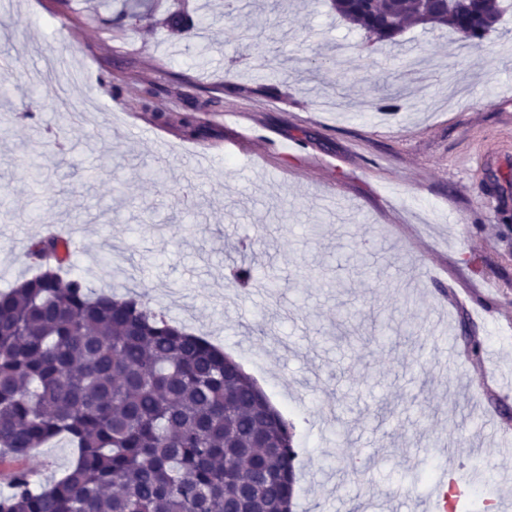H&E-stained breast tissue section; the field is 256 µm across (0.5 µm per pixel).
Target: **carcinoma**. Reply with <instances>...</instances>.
<instances>
[{"label": "carcinoma", "instance_id": "carcinoma-1", "mask_svg": "<svg viewBox=\"0 0 512 512\" xmlns=\"http://www.w3.org/2000/svg\"><path fill=\"white\" fill-rule=\"evenodd\" d=\"M374 43L409 27L447 28L475 50L501 0H331ZM177 3L162 24L199 37ZM71 243H31L30 278L0 291V512H292L294 425L224 350L142 295L96 293L70 273ZM341 258L360 274L368 253ZM76 448L57 478L32 481L35 451Z\"/></svg>", "mask_w": 512, "mask_h": 512}]
</instances>
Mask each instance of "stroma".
Returning <instances> with one entry per match:
<instances>
[{
  "instance_id": "stroma-1",
  "label": "stroma",
  "mask_w": 512,
  "mask_h": 512,
  "mask_svg": "<svg viewBox=\"0 0 512 512\" xmlns=\"http://www.w3.org/2000/svg\"><path fill=\"white\" fill-rule=\"evenodd\" d=\"M97 2L94 20L86 0L63 14L0 0V51L22 72L0 110V290L31 275L33 240L60 231L91 289L144 294L233 355L296 427V512L381 496L422 512L445 465L470 512H512L496 451L512 392L495 384L512 378V6L463 54L445 29L370 43L329 0L280 14L255 0L229 18L216 0L199 43L159 25L165 0H145L156 23L135 31L113 24L118 0ZM324 56L308 91L299 75ZM50 58L63 73L31 94L25 74ZM375 85L405 108L375 115ZM150 87L165 121L141 107ZM245 128L279 151L228 154ZM29 152L45 164L38 188L17 161ZM350 234L384 242L372 275L337 266ZM250 239L257 284L237 288L228 266Z\"/></svg>"
}]
</instances>
